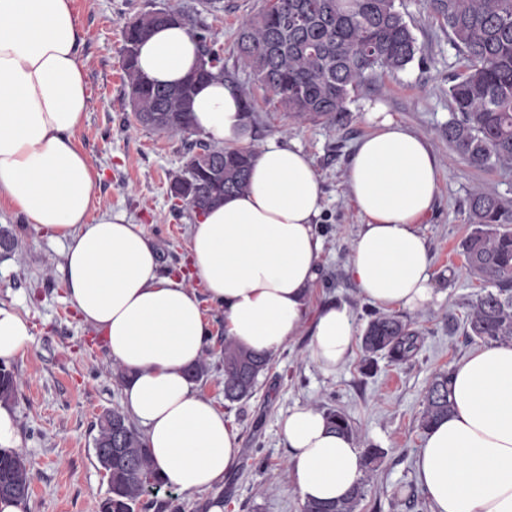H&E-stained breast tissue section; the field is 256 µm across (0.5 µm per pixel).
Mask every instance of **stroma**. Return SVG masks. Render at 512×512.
<instances>
[{"label": "stroma", "mask_w": 512, "mask_h": 512, "mask_svg": "<svg viewBox=\"0 0 512 512\" xmlns=\"http://www.w3.org/2000/svg\"><path fill=\"white\" fill-rule=\"evenodd\" d=\"M195 2L73 0L91 97L90 110L73 138L99 174L94 186L97 209L124 214L138 224L156 246L164 273L188 260L195 214L174 203L169 186L185 163L188 144L201 134L170 135L137 123L120 49L123 26L136 15L184 9ZM265 5L266 0H224L222 11L202 14L201 20L224 59L225 82L253 104L246 147L260 150L276 138L301 148L319 177L322 205L316 230L324 251L313 305L346 302L361 328L373 307L347 274L350 244L365 218L348 196L345 181L353 149L368 130L365 107L375 102L425 136L440 164L439 193L419 221L439 299L409 313L420 333V347L408 360L393 363L380 356L367 372L356 343L347 362L336 373L325 374L310 356L311 328L306 325L271 358L252 395L232 403L224 398V309L209 300L199 279L189 280L208 333L203 352L208 370L195 387L235 425L238 463L223 485L191 494L163 487L144 496L136 512H167L165 505L173 499L181 512H210L219 501L223 512H303L289 480L279 427L289 410L302 405L343 410L355 431V446L383 450L376 468L362 477L366 494L357 512H431L415 467L426 389L436 373L480 347L469 340L466 319L470 301L485 284L468 273L459 247L470 229L468 193L480 185L512 200V169L476 170L449 146L448 88L460 71L459 52L447 25L423 0H396L417 39L414 61L394 75L376 73L352 94L350 119L342 125L292 119L238 62V30ZM1 227L16 233L18 248L11 258H0V304L15 308L31 324L30 342L11 361L20 377L12 403L18 448L33 470L25 512H98L108 482L94 454L96 424L106 410L123 405L124 384L111 373L112 361L99 334L77 318L69 301L64 243L43 237L2 198Z\"/></svg>", "instance_id": "1"}]
</instances>
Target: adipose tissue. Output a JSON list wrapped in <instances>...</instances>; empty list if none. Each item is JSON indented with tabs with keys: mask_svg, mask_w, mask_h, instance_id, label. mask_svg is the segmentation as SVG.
Segmentation results:
<instances>
[{
	"mask_svg": "<svg viewBox=\"0 0 512 512\" xmlns=\"http://www.w3.org/2000/svg\"><path fill=\"white\" fill-rule=\"evenodd\" d=\"M79 39L73 0H0V196L64 242L70 302L128 375L124 402L165 486L198 492L236 466L238 439L186 376L206 336L186 276L223 305L225 336L266 357L311 324V354L327 374L347 361L356 317L344 302L311 306L324 247L315 228L322 196L302 149L270 142L253 160L248 189L200 215L185 275L161 274L148 236L125 216L96 209L97 174L73 140L90 109ZM198 61L180 25L155 29L139 47V69L157 83L180 82ZM192 112L210 141L244 143L241 97L223 80L198 88ZM367 118L371 131L357 143L345 182L366 219L348 274L373 303L414 312L437 298L418 222L437 195L439 163L423 135L382 108L369 107ZM30 338L28 320L0 305V359L15 358ZM450 391L451 411L425 431L416 461L432 512H512V344L461 360ZM281 433L301 501H338L360 484L362 450L322 412L293 408Z\"/></svg>",
	"mask_w": 512,
	"mask_h": 512,
	"instance_id": "ef3b65f1",
	"label": "adipose tissue"
}]
</instances>
